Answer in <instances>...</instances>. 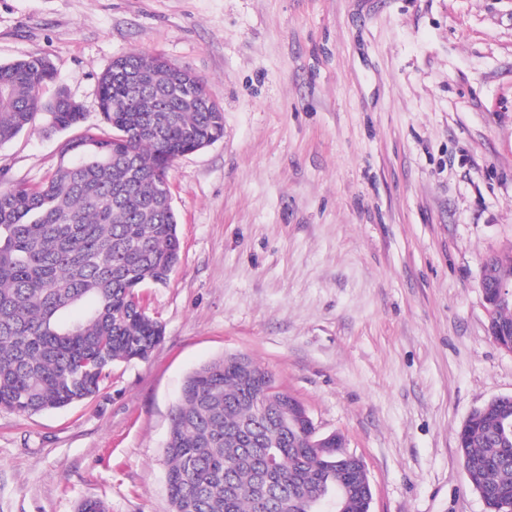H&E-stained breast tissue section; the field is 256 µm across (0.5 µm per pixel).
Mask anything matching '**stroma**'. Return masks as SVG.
<instances>
[{
	"mask_svg": "<svg viewBox=\"0 0 512 512\" xmlns=\"http://www.w3.org/2000/svg\"><path fill=\"white\" fill-rule=\"evenodd\" d=\"M30 52L86 129L115 57L190 68L224 136L168 171L181 256L139 290L149 359L85 403L0 409V512H170L171 409L230 353L343 435L371 512H485L456 432L512 396L481 288L512 252V0H0V62ZM71 136L38 118L0 175L45 181Z\"/></svg>",
	"mask_w": 512,
	"mask_h": 512,
	"instance_id": "35a3bbf8",
	"label": "stroma"
}]
</instances>
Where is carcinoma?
Returning <instances> with one entry per match:
<instances>
[{"instance_id":"obj_1","label":"carcinoma","mask_w":512,"mask_h":512,"mask_svg":"<svg viewBox=\"0 0 512 512\" xmlns=\"http://www.w3.org/2000/svg\"><path fill=\"white\" fill-rule=\"evenodd\" d=\"M54 66L35 52L0 63V145L38 116L66 130L83 120L64 89L50 98ZM107 129L66 141L40 186L0 181V409L21 415L96 397L119 362L147 360L164 329L138 289L164 284L181 245L167 172L179 156L224 137L223 110L206 82L181 77L163 57L130 53L102 74ZM512 284V262L485 260ZM256 363L242 371L222 356L191 372L165 443L171 512H313L315 499L343 490V512H365L367 471L352 485L343 448H320L297 429L263 431L295 397L273 390ZM512 396L474 410L457 431L460 463L474 492H496L488 512H512ZM273 453L288 500L260 506L255 459Z\"/></svg>"}]
</instances>
